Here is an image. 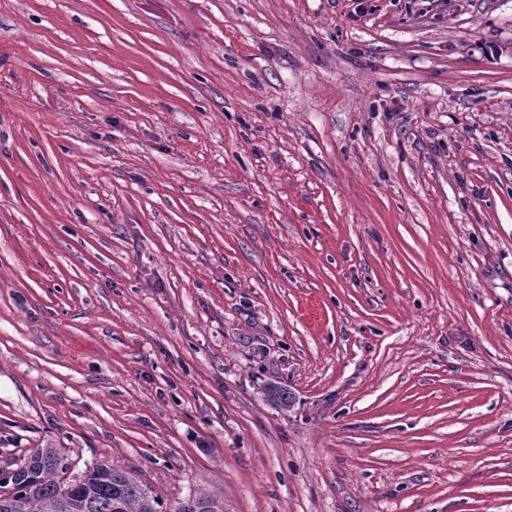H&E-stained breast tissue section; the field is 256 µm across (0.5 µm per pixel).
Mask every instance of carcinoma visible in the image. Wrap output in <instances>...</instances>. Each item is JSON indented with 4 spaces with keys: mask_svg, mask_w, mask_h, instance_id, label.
Masks as SVG:
<instances>
[{
    "mask_svg": "<svg viewBox=\"0 0 512 512\" xmlns=\"http://www.w3.org/2000/svg\"><path fill=\"white\" fill-rule=\"evenodd\" d=\"M58 448H34L0 469V512H160L161 499L129 472L106 461L72 473ZM171 512H224V500L204 487L175 502Z\"/></svg>",
    "mask_w": 512,
    "mask_h": 512,
    "instance_id": "carcinoma-1",
    "label": "carcinoma"
}]
</instances>
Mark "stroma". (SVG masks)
<instances>
[{"instance_id": "obj_1", "label": "stroma", "mask_w": 512, "mask_h": 512, "mask_svg": "<svg viewBox=\"0 0 512 512\" xmlns=\"http://www.w3.org/2000/svg\"><path fill=\"white\" fill-rule=\"evenodd\" d=\"M33 448L168 505L512 512V0H0ZM170 512H224V500L204 487L176 501Z\"/></svg>"}]
</instances>
